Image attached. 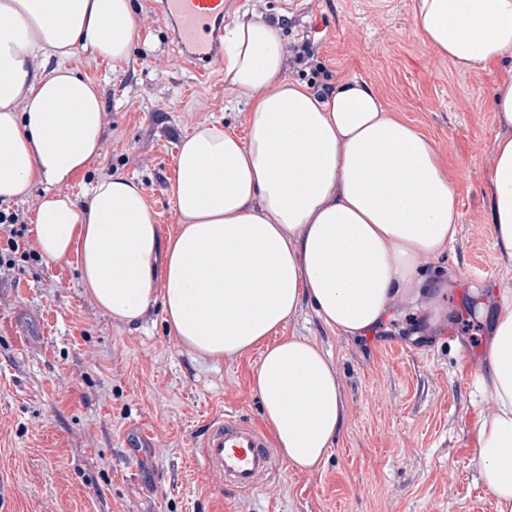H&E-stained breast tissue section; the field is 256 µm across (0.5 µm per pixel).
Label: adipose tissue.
Returning <instances> with one entry per match:
<instances>
[{
  "mask_svg": "<svg viewBox=\"0 0 512 512\" xmlns=\"http://www.w3.org/2000/svg\"><path fill=\"white\" fill-rule=\"evenodd\" d=\"M426 45L462 72L512 60V0H419ZM135 37L131 0H0V200L43 194L34 232L50 262L75 260L112 319L159 305L169 333L219 361L259 350L251 377L289 468L312 471L333 448L346 401L328 355L278 332L310 306L346 336L379 325L395 300L428 288L418 270L458 234V185L433 141L365 82L328 92L283 74L284 44L266 22L238 21L224 42V81L250 101L246 137L198 123L180 141L162 235L137 182L100 179L67 191L102 151L103 101L64 66H38L82 45L121 63ZM492 105L490 222L512 263V76ZM493 412L477 425L481 479L512 512V298L493 316L480 372Z\"/></svg>",
  "mask_w": 512,
  "mask_h": 512,
  "instance_id": "adipose-tissue-1",
  "label": "adipose tissue"
}]
</instances>
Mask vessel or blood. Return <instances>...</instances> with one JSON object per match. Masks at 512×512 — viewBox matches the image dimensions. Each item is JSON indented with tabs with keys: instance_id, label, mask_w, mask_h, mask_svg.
<instances>
[{
	"instance_id": "obj_1",
	"label": "vessel or blood",
	"mask_w": 512,
	"mask_h": 512,
	"mask_svg": "<svg viewBox=\"0 0 512 512\" xmlns=\"http://www.w3.org/2000/svg\"><path fill=\"white\" fill-rule=\"evenodd\" d=\"M163 19L198 74L210 73L222 54L217 23L224 20V0H161ZM204 468L222 476L225 486L242 493L261 488L275 473L280 458L270 437L235 414L211 420L201 444Z\"/></svg>"
}]
</instances>
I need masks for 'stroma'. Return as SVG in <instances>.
Masks as SVG:
<instances>
[{"label": "stroma", "mask_w": 512, "mask_h": 512, "mask_svg": "<svg viewBox=\"0 0 512 512\" xmlns=\"http://www.w3.org/2000/svg\"><path fill=\"white\" fill-rule=\"evenodd\" d=\"M133 9L125 62L80 48L66 61L97 85L105 117L101 155L69 191L81 198L102 177L132 178L166 234L177 225L169 179L180 139L202 121L246 136L248 104L223 70L196 82L153 0ZM415 10L416 0H232L225 20L271 24L288 78L318 90L365 80L433 139L459 184L458 238L420 262L437 288L396 301L358 338L307 306L283 330L328 351L342 386L347 417L326 462L226 493L200 463L202 436L227 411L262 423L250 385L258 351L205 359L167 332L158 306L137 324L115 321L75 264L29 261L0 276V512H497L476 462V424L493 410L477 367L512 289L489 219L491 98L507 68L458 71L424 43ZM306 41L313 57L298 55ZM133 424L150 431V447L125 445Z\"/></svg>", "instance_id": "obj_1"}]
</instances>
